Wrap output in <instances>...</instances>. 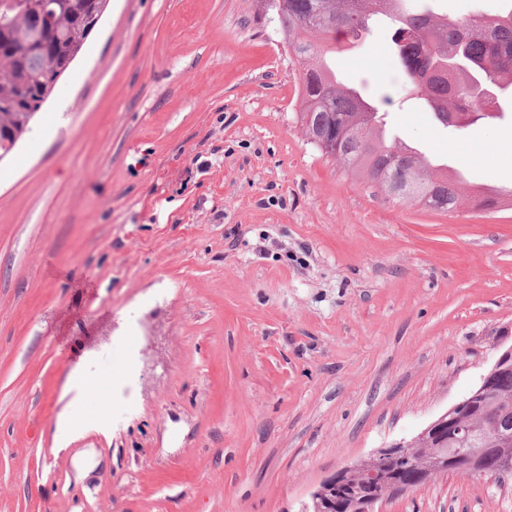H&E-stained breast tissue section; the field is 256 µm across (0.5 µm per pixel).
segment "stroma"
Here are the masks:
<instances>
[{
    "mask_svg": "<svg viewBox=\"0 0 512 512\" xmlns=\"http://www.w3.org/2000/svg\"><path fill=\"white\" fill-rule=\"evenodd\" d=\"M329 60L512 189L511 99L446 128L386 31ZM303 69L260 0H110L0 160V512H301L512 346V209L386 199L305 137ZM375 512H512V476Z\"/></svg>",
    "mask_w": 512,
    "mask_h": 512,
    "instance_id": "stroma-1",
    "label": "stroma"
}]
</instances>
